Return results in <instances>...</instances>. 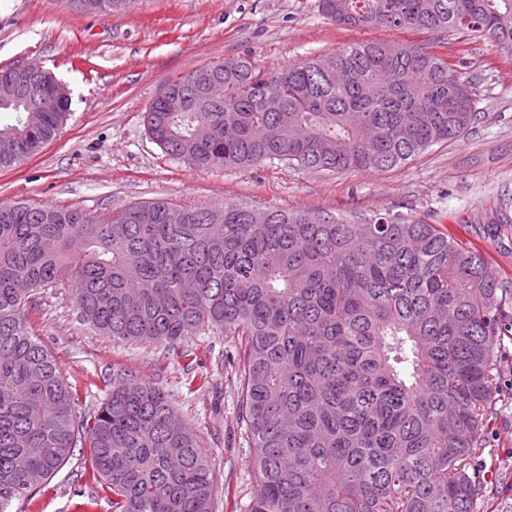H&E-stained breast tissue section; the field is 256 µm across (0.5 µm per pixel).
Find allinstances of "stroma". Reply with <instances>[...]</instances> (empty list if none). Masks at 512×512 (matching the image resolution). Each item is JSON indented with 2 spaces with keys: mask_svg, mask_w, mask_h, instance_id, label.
Instances as JSON below:
<instances>
[{
  "mask_svg": "<svg viewBox=\"0 0 512 512\" xmlns=\"http://www.w3.org/2000/svg\"><path fill=\"white\" fill-rule=\"evenodd\" d=\"M442 50L476 88L477 119L383 172L308 171L274 161L250 168L198 167L165 153L145 115L168 80L244 57L263 71L338 52L356 42ZM36 63L68 88L70 115L57 137L18 167L0 171V203H38L106 214L165 200L175 205L243 202L324 217L411 216L441 223L512 281V48L448 32L347 27L318 0H127L111 16L77 13L64 0H0V68ZM497 224L489 236L488 224ZM33 331L78 392L80 412L104 399V381L126 370L158 385L197 432L216 480V512H247L256 492L254 450L240 413L239 352L198 336L189 356L163 345L112 341L80 325L67 293L50 291L30 312ZM494 413L476 459L477 512H512V335L498 349ZM206 376L204 388L193 379ZM85 449L32 501L10 512H112Z\"/></svg>",
  "mask_w": 512,
  "mask_h": 512,
  "instance_id": "stroma-1",
  "label": "stroma"
}]
</instances>
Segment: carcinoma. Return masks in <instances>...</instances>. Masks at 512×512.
I'll return each instance as SVG.
<instances>
[{"instance_id": "obj_1", "label": "carcinoma", "mask_w": 512, "mask_h": 512, "mask_svg": "<svg viewBox=\"0 0 512 512\" xmlns=\"http://www.w3.org/2000/svg\"><path fill=\"white\" fill-rule=\"evenodd\" d=\"M108 0H66L103 15ZM347 26L457 32L512 45V0H318ZM224 81L196 99L195 78ZM0 69L9 170L38 153L70 105L25 111ZM184 112L152 103L148 131L199 167L285 160L307 170L381 172L462 134L472 83L445 55L363 43L261 72L245 58L170 81ZM284 112H266V91ZM71 289L99 336L239 345L237 379L255 450L248 512H475L500 337L512 282L478 250L411 217L333 220L242 202L78 208L0 205V512L30 498L16 463L47 481L90 449L112 512H215V474L194 430L157 385L112 372L100 407L76 398L31 331L34 298Z\"/></svg>"}]
</instances>
